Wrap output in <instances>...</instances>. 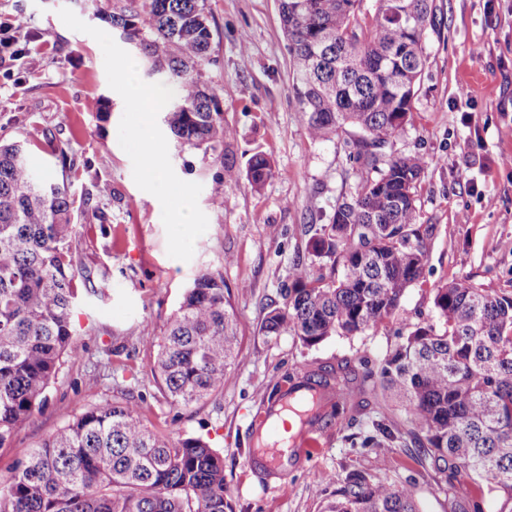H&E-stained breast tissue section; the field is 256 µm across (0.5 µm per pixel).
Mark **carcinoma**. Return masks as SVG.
I'll list each match as a JSON object with an SVG mask.
<instances>
[{"label": "carcinoma", "mask_w": 512, "mask_h": 512, "mask_svg": "<svg viewBox=\"0 0 512 512\" xmlns=\"http://www.w3.org/2000/svg\"><path fill=\"white\" fill-rule=\"evenodd\" d=\"M293 72L296 111L310 137L328 141L346 126L361 163L355 195L308 240L318 268L297 263L266 314V336L290 333L310 348L355 336L400 316V302L423 275L433 226L419 224V155L386 166L374 149L401 136L425 59V23L434 0H278ZM101 18L135 44L149 74L176 92L161 106L181 145L224 161L212 192L245 179L261 191L272 165L257 153L245 170L230 161L234 130L207 73L214 64L206 0H112ZM86 202L66 181L34 174L27 148L0 143V448L34 410L68 358L81 355L74 327L77 265L71 243ZM441 328L415 325L377 362L341 379L304 366L305 384L332 387L336 424L350 427L369 382L405 403L407 435L434 471L464 469L512 512V295L457 279L435 289ZM241 354L221 272L199 274L169 317L154 371L172 403L187 406L224 388ZM364 444L397 439L374 425ZM0 512H233L224 495V457L201 437L173 440L150 430L139 405L115 400L75 413L34 448L17 454L0 486ZM325 512H417L409 488L353 472Z\"/></svg>", "instance_id": "cac0c4a2"}]
</instances>
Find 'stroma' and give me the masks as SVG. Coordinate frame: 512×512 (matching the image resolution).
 I'll list each match as a JSON object with an SVG mask.
<instances>
[{
  "instance_id": "obj_1",
  "label": "stroma",
  "mask_w": 512,
  "mask_h": 512,
  "mask_svg": "<svg viewBox=\"0 0 512 512\" xmlns=\"http://www.w3.org/2000/svg\"><path fill=\"white\" fill-rule=\"evenodd\" d=\"M435 5L411 121L380 151L385 161L415 154L427 161L416 188L419 221L434 227L423 275L401 300L402 319L307 349L288 333L263 335L261 325L293 264H312L307 243L315 228L354 194L358 133L310 139L290 95L278 0H207L217 61L210 76L236 132L231 158L242 168L261 152L273 165L262 191L242 181L225 184L220 196L211 191L219 161L181 148L161 112L146 117L157 151L144 155L134 136L144 117L131 109L122 81L124 62L139 54L99 17L112 0H0V24L20 26L19 47L40 61L36 72H23L0 48V140L27 142L40 174L69 177L72 193L89 199L72 242L82 269L75 329L83 351L65 360L44 408L0 448V483L13 474L17 449L34 447L87 404L128 399L152 430L174 440L200 436L223 452L233 512H320L332 491L320 474L341 483L355 471L410 486L420 512H453L477 496L484 512H499L483 482L464 472L441 479L413 444L362 447L375 420L406 426L401 404L377 387L366 390L355 425L321 420L313 447L289 455L285 470L267 469L254 452L261 399L289 370L382 359L403 322L436 323L435 290L451 280L512 293V168L498 163L512 153V0ZM102 99L109 111H98ZM150 164L171 192L158 189ZM93 171L111 183L110 195L96 193ZM207 270L224 276L242 356L221 391L175 405L153 371L156 344L186 289Z\"/></svg>"
}]
</instances>
